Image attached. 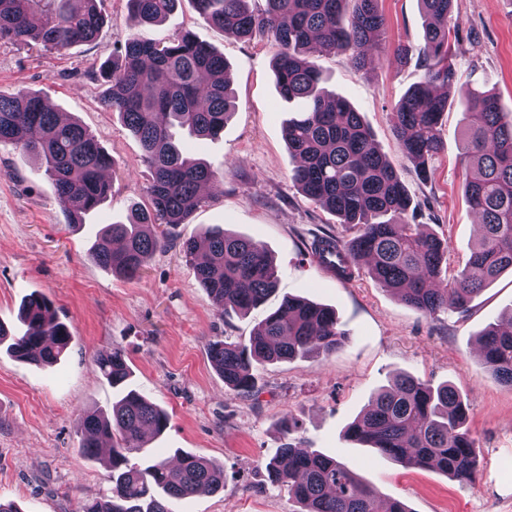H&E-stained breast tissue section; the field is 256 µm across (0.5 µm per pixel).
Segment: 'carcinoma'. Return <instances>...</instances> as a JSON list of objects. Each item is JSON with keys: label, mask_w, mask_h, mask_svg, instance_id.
I'll return each mask as SVG.
<instances>
[{"label": "carcinoma", "mask_w": 512, "mask_h": 512, "mask_svg": "<svg viewBox=\"0 0 512 512\" xmlns=\"http://www.w3.org/2000/svg\"><path fill=\"white\" fill-rule=\"evenodd\" d=\"M178 0H129L139 21L154 24ZM214 26L239 38H261L277 48L274 75L286 101L303 98L307 108L284 124L290 152L299 158L291 179L312 202L329 210L354 236L314 237L311 251L336 247L404 304L427 315L464 313L472 300L502 272L512 271V113L491 90L457 82L451 30L458 25L454 0H420L423 45L399 44L382 60L402 65L413 54L422 59V80L391 113L393 132L421 180L431 179L443 151L440 125L455 103L467 111L464 132V194L481 226V237L464 268L442 278L449 243L409 223L408 190L375 145L370 129L349 101L321 87L313 56L342 54L356 68L380 47L386 19L381 0H266L254 11L249 0H193ZM103 24L96 0H0V41L38 40L54 49L93 41ZM104 106L119 114L138 138L149 171L147 201L130 206L128 223L111 224L89 256L123 277L137 276L166 243L160 227L186 223L201 203L200 189L219 182L207 165L182 154L171 128L215 137L235 111L224 56L187 30L166 42L139 37L126 41L121 60L102 66ZM10 143L45 163L70 223L96 209L112 193L101 173L110 156L76 121H63L33 92L0 93V144ZM181 251L217 308L245 314L275 290L273 260L257 243L224 229L182 241ZM24 330L11 337L0 327V345L20 359L51 365L72 343L52 304L32 294L22 303ZM511 328L485 329L478 338L484 367L512 387ZM333 310L288 298L249 338L212 340L208 354L224 386L243 393L256 388V365L296 357L318 358L344 344ZM116 391L112 409H89L77 420L78 453L98 456L99 443L112 441L106 462L111 494L87 497L78 512H171L169 502L200 489L224 488V467L191 452H177L172 465L145 451L144 433L163 434L167 412L131 387L132 371L115 350L97 359ZM467 407L455 388L433 385L408 374L396 377L348 426L346 436L391 458L404 468L430 467L471 482L480 467L475 438L466 426ZM139 454L144 463L131 462ZM271 480L284 487L300 512H378L379 492L346 464L293 444L277 449L265 463Z\"/></svg>", "instance_id": "carcinoma-1"}]
</instances>
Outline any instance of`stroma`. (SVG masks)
Masks as SVG:
<instances>
[{
  "label": "stroma",
  "instance_id": "obj_1",
  "mask_svg": "<svg viewBox=\"0 0 512 512\" xmlns=\"http://www.w3.org/2000/svg\"><path fill=\"white\" fill-rule=\"evenodd\" d=\"M97 7L104 24L93 42L60 51L36 41L0 43V92L40 94L78 120L112 158L111 195L71 224L42 160L0 145V325L18 331L22 301L39 293L73 334L68 353L51 367L0 350V498L15 501L22 512H77L82 498L109 495L103 462L76 451V421L84 410L110 409L115 393L96 358L118 349L133 371V386L170 417L164 434L149 441L151 451L171 458L181 449L224 467L223 492L173 501V512H296L265 470L266 460L288 443L339 459L383 498L401 500L412 512H512V388L483 367L476 345L479 333L512 312V274L485 288L467 312L429 317L376 284L364 268L347 283L324 273L310 253L314 236L346 239L353 231L291 180L296 161L283 124L302 104L278 94L274 47L213 27L191 0H181L155 25L139 24L127 0H97ZM381 9L386 30L370 65L356 69L342 55L318 56L314 63L326 88L360 113L407 186L410 222L449 241L454 272L479 233L463 192L466 116L458 106L446 112L445 150L431 180L419 181L389 114L421 80V62L415 56L397 68L381 54L401 43L422 44L424 18L419 0H382ZM455 12L460 83L494 90L503 110L511 111L512 0H457ZM183 30L223 55L237 110L218 137L179 130L175 141L224 180L205 191L186 224L171 229L139 276L127 279L88 258L99 232L126 221L130 202L145 199L148 183L138 139L102 104L98 70L130 37L165 42ZM213 225L259 244L277 268L276 293L248 314L221 313L181 252L183 238ZM287 296L333 308L347 335L344 347L324 358L258 367V393L226 388L209 359L208 341L248 338ZM400 373L447 382L459 392L481 460L474 483L404 468L346 438L347 426ZM287 415L298 418L296 431H283Z\"/></svg>",
  "mask_w": 512,
  "mask_h": 512
}]
</instances>
